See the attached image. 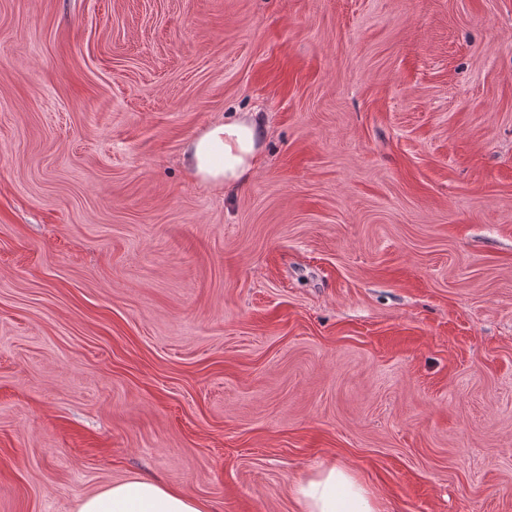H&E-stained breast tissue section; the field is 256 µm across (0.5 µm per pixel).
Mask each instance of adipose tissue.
Masks as SVG:
<instances>
[{"instance_id": "ef3b65f1", "label": "adipose tissue", "mask_w": 512, "mask_h": 512, "mask_svg": "<svg viewBox=\"0 0 512 512\" xmlns=\"http://www.w3.org/2000/svg\"><path fill=\"white\" fill-rule=\"evenodd\" d=\"M266 127L253 112H237L211 123L184 148V162L200 182L232 188L261 161ZM291 494L301 512H378L371 492L346 469L332 465L299 481ZM77 512H209L182 490L131 477L84 496Z\"/></svg>"}]
</instances>
